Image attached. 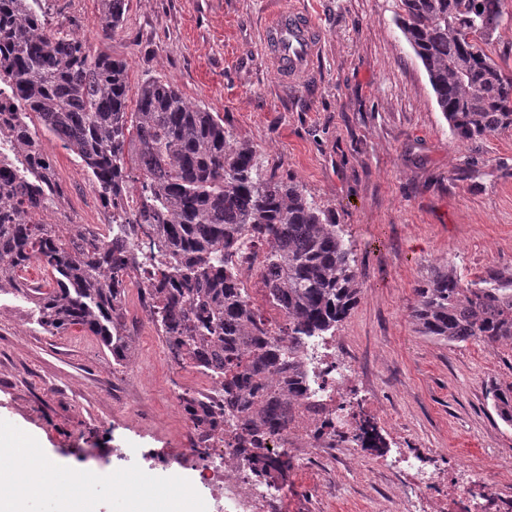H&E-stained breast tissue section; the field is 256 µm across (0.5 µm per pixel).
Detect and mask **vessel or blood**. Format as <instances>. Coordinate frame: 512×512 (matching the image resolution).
<instances>
[{
    "mask_svg": "<svg viewBox=\"0 0 512 512\" xmlns=\"http://www.w3.org/2000/svg\"><path fill=\"white\" fill-rule=\"evenodd\" d=\"M262 41L275 71L294 79L309 72L319 53L322 34L310 15L291 8L277 12L265 25Z\"/></svg>",
    "mask_w": 512,
    "mask_h": 512,
    "instance_id": "obj_1",
    "label": "vessel or blood"
}]
</instances>
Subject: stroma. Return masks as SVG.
<instances>
[{
  "instance_id": "1",
  "label": "stroma",
  "mask_w": 512,
  "mask_h": 512,
  "mask_svg": "<svg viewBox=\"0 0 512 512\" xmlns=\"http://www.w3.org/2000/svg\"><path fill=\"white\" fill-rule=\"evenodd\" d=\"M287 0H128L121 28L103 39L98 0H42L48 28L91 52L125 61L131 92L149 80L175 86L217 113L233 138L256 149L261 170L303 185L335 212L355 254L359 299L323 336L350 367L339 399L353 425L372 423L384 445L340 443L310 455L288 450L292 468L271 512H394L413 481L431 473L425 512H485L487 495L512 500V427L497 417L493 387L512 384V345H448L420 335L409 317L414 290L434 270L465 279L512 269V128L456 140L422 63L395 21V0H296L323 31L308 75L284 81L260 32ZM64 191L43 218L104 222L88 173L49 133ZM151 327L131 337L128 381L99 337L73 326L50 334L21 297L0 296V432L39 442L61 469V498L31 497L25 512H138L142 493L111 491L105 472L163 485L168 473L117 470L108 452L133 441L171 456L182 422L172 393L180 372ZM477 472L482 482L469 483Z\"/></svg>"
}]
</instances>
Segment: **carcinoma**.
Instances as JSON below:
<instances>
[{"mask_svg": "<svg viewBox=\"0 0 512 512\" xmlns=\"http://www.w3.org/2000/svg\"><path fill=\"white\" fill-rule=\"evenodd\" d=\"M104 38L122 27L127 0H98ZM504 0H396L397 21L422 62L437 105L461 141L512 127V76L486 52ZM40 0H0V77L18 111L8 113L12 142L0 153V294L21 295L50 333L79 325L112 357H127L122 300L127 281L148 282L150 322L168 345L224 378V405L186 399L199 431L232 410L238 452L265 479L288 461L259 453L265 434L284 429L307 383L308 340L356 305L354 253L336 231L334 211L294 180L265 174L256 150L232 139L219 116L159 80L141 86L128 111L127 65L61 31H49ZM64 141L92 185L121 218L115 232L87 224H46L38 215L62 197L53 161L35 124ZM265 247L269 301L285 314L288 344L270 338L235 275L238 239ZM151 238L140 249L141 236ZM37 262L55 287L25 284L17 272ZM416 330L440 342L512 343V271L487 267L465 281L438 269L415 289ZM498 418L512 427V385L492 391Z\"/></svg>", "mask_w": 512, "mask_h": 512, "instance_id": "1", "label": "carcinoma"}]
</instances>
